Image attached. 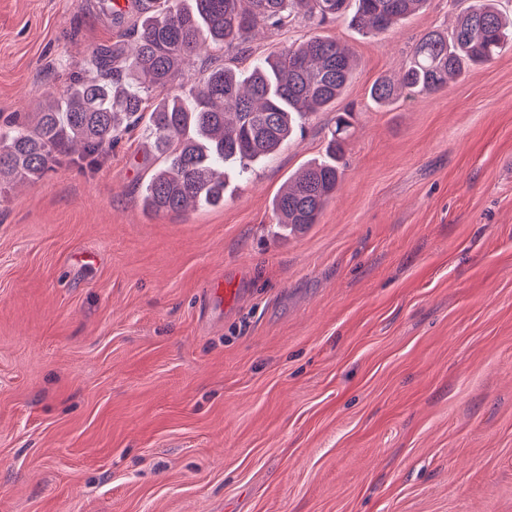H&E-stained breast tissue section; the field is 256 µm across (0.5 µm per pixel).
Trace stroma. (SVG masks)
<instances>
[{
    "label": "stroma",
    "mask_w": 512,
    "mask_h": 512,
    "mask_svg": "<svg viewBox=\"0 0 512 512\" xmlns=\"http://www.w3.org/2000/svg\"><path fill=\"white\" fill-rule=\"evenodd\" d=\"M456 19L430 0L377 38L296 18L213 51L246 72L316 32L357 58L343 179L305 233L272 200L331 110L217 207L143 209L140 127L0 195V512H512V47L369 97ZM126 29L97 0H0V116Z\"/></svg>",
    "instance_id": "1"
}]
</instances>
